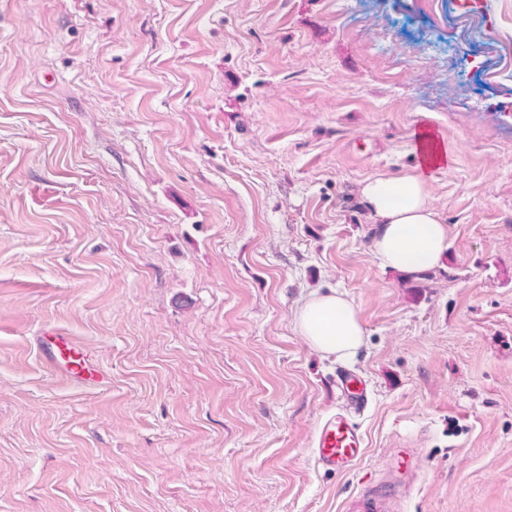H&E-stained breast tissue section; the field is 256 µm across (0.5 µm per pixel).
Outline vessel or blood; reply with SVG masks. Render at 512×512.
Returning a JSON list of instances; mask_svg holds the SVG:
<instances>
[{
	"instance_id": "1",
	"label": "vessel or blood",
	"mask_w": 512,
	"mask_h": 512,
	"mask_svg": "<svg viewBox=\"0 0 512 512\" xmlns=\"http://www.w3.org/2000/svg\"><path fill=\"white\" fill-rule=\"evenodd\" d=\"M46 361L53 366H64L65 373L76 381H83L87 358L77 341L63 331L41 343ZM336 387L348 403L356 408L368 401L367 384L358 374L343 371L336 378ZM364 435L349 415L338 413L326 418L315 438V456L318 464L331 472H344L363 456Z\"/></svg>"
}]
</instances>
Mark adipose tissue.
<instances>
[{"label":"adipose tissue","mask_w":512,"mask_h":512,"mask_svg":"<svg viewBox=\"0 0 512 512\" xmlns=\"http://www.w3.org/2000/svg\"><path fill=\"white\" fill-rule=\"evenodd\" d=\"M360 194L380 230L372 249L382 268L413 273L436 268L448 248V226L431 204L417 172L364 180ZM296 328L325 357H354L364 333L354 307L336 291H313L299 307Z\"/></svg>","instance_id":"ef3b65f1"}]
</instances>
